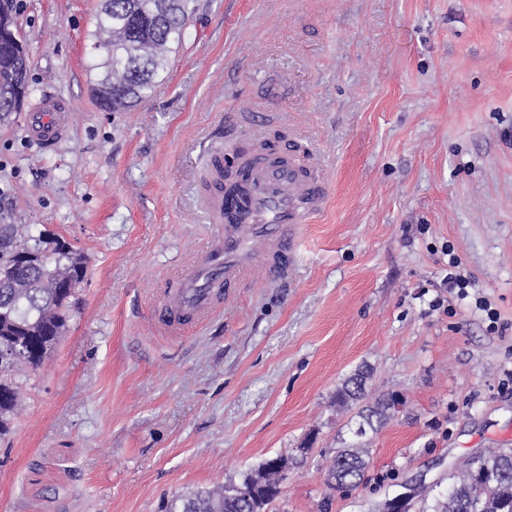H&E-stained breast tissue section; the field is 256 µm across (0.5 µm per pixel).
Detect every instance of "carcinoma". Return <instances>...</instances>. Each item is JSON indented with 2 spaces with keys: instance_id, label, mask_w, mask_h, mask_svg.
Segmentation results:
<instances>
[{
  "instance_id": "cac0c4a2",
  "label": "carcinoma",
  "mask_w": 512,
  "mask_h": 512,
  "mask_svg": "<svg viewBox=\"0 0 512 512\" xmlns=\"http://www.w3.org/2000/svg\"><path fill=\"white\" fill-rule=\"evenodd\" d=\"M190 0H102L94 33L103 60L98 83L112 87V111L136 106L153 88L154 79L168 57L181 44L189 19ZM18 54L0 55V120L13 108L9 98L17 89L9 82ZM34 253L40 261L17 272L12 255ZM87 275L84 256L60 237L45 240L24 231L20 224H0V350L18 346L23 353L0 367V437L18 399L14 376L23 367L36 368L54 349L64 331L76 289ZM370 372L355 371L336 391V407L364 399ZM403 402L394 394H381L358 413L355 435L383 424L399 412ZM368 449L361 443L336 451L328 479L338 489L360 483L367 467ZM271 460L242 475L222 490H201L176 495L164 503L165 512H268L279 494L281 475L266 471ZM431 512H512V448H492L463 461L452 474L448 496Z\"/></svg>"
}]
</instances>
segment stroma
Masks as SVG:
<instances>
[{"label":"stroma","instance_id":"1","mask_svg":"<svg viewBox=\"0 0 512 512\" xmlns=\"http://www.w3.org/2000/svg\"><path fill=\"white\" fill-rule=\"evenodd\" d=\"M101 0H18L31 100L71 105L43 152L0 121V224L62 237L89 276L0 440V512H159L288 457L271 512H427L462 460L512 448V0H192L150 97L91 87ZM272 140L332 180L291 276L254 279L203 325L154 305L215 227L211 149ZM451 244L474 286H442ZM496 310L487 329L476 298ZM403 408L355 442L334 395L358 367ZM367 455L368 450L361 443L337 450L327 474L333 486L341 489L360 483L367 467Z\"/></svg>","mask_w":512,"mask_h":512}]
</instances>
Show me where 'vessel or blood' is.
Instances as JSON below:
<instances>
[{
	"instance_id": "obj_1",
	"label": "vessel or blood",
	"mask_w": 512,
	"mask_h": 512,
	"mask_svg": "<svg viewBox=\"0 0 512 512\" xmlns=\"http://www.w3.org/2000/svg\"><path fill=\"white\" fill-rule=\"evenodd\" d=\"M30 138L56 149L70 133L69 104L54 95L41 97L27 119ZM270 146L245 160L236 178L210 185L207 211L218 232L199 260L172 274L155 312L159 326L175 328L202 320L249 279L274 282L297 261L306 224L326 205L328 181L305 154Z\"/></svg>"
}]
</instances>
